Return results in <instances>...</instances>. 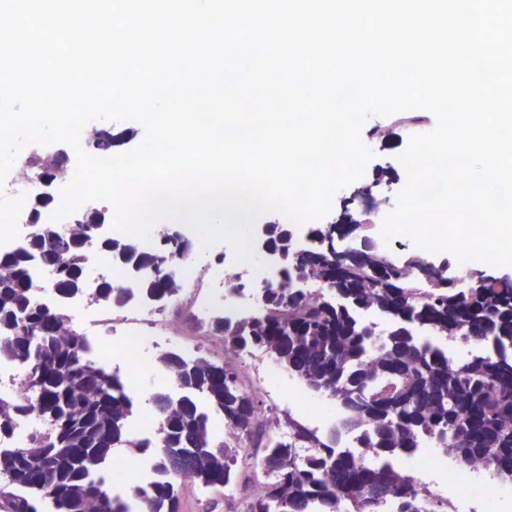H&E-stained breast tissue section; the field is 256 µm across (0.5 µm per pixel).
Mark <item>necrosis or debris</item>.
I'll return each mask as SVG.
<instances>
[{
	"mask_svg": "<svg viewBox=\"0 0 512 512\" xmlns=\"http://www.w3.org/2000/svg\"><path fill=\"white\" fill-rule=\"evenodd\" d=\"M49 152L47 145L27 143L15 159L4 186L0 187L9 197L23 200L17 221L18 233L0 242V251H12L26 243L31 208L43 196L53 200L45 213L46 220L55 224L62 221L59 214L63 203L62 183L42 181L29 173L26 165L32 154ZM181 237L187 249L182 256L168 261L166 270L188 285L186 310L171 311L162 302L144 297L140 289L132 287L131 277L121 267L94 248L88 251L91 270L85 278L83 293L61 302L67 317L96 337V357L106 360L113 372L126 382L130 392L145 403L165 382L161 369L151 364L149 353L153 348L166 345L185 349L183 327L188 321L203 329L218 315L234 321L262 313L265 288L279 280L276 263L261 257L254 241H247V258L239 262L229 243L206 245L204 234L191 225H182ZM103 279L125 288L127 300L122 306L104 308L94 302L92 292ZM107 333L112 336L108 344L100 340L101 335ZM224 360L253 370L256 389L268 400L258 417L270 422L269 433L273 440L288 439L287 428L272 423L281 409H293L310 429L319 433L344 416L343 410L329 397L314 396L301 381L289 376L286 369L266 361L256 348L225 352ZM412 471L417 476L420 500L431 512H487L488 505L512 496V483L488 481L481 462L448 463L431 442L416 450Z\"/></svg>",
	"mask_w": 512,
	"mask_h": 512,
	"instance_id": "4bbe7bcc",
	"label": "necrosis or debris"
}]
</instances>
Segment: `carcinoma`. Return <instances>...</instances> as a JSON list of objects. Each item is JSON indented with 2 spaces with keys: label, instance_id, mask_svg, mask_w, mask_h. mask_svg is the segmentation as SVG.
Wrapping results in <instances>:
<instances>
[{
  "label": "carcinoma",
  "instance_id": "cac0c4a2",
  "mask_svg": "<svg viewBox=\"0 0 512 512\" xmlns=\"http://www.w3.org/2000/svg\"><path fill=\"white\" fill-rule=\"evenodd\" d=\"M107 221L105 212L89 211L64 234L35 212L27 248L0 254V356L22 365L27 385L22 402L0 397V437L32 412L50 423L27 446L0 449V512H130L99 476L118 447L152 454L161 475L142 492L138 512H183L186 479L227 489L248 481L247 448L226 446L213 434L194 393L224 426L263 448L270 478L244 512H310L314 504L319 512H380L388 501L396 512H425L416 480L402 466L357 463L336 452L335 436L319 437L292 415L285 421L288 442L267 438L257 396L240 387L236 369L206 357L190 363L173 352L158 357L186 394L177 401L153 396L165 410L155 439L131 440L127 421L136 399L126 384L91 358L89 341L60 309L30 302L38 286L34 262L52 271V288L78 292L85 242ZM314 240L303 249L280 244L281 281L265 289V314L234 323L215 317L211 335L229 350L264 349L308 389L323 391L347 411L346 428H368L361 445L369 451L408 459L429 436L457 462L480 460L490 476L512 480V279L473 271L470 286L459 288L446 267L417 253L393 258L364 234L349 245L351 262L341 265L335 226L317 229ZM160 243L145 252L134 238L107 235L99 246L128 270L151 271L140 287L164 299L183 288L164 265L186 244L169 233ZM305 280L322 285L325 296L294 287ZM94 299L120 305L125 291L104 280ZM364 310L390 324L374 352ZM429 336L488 341L501 352L450 365Z\"/></svg>",
  "mask_w": 512,
  "mask_h": 512
}]
</instances>
